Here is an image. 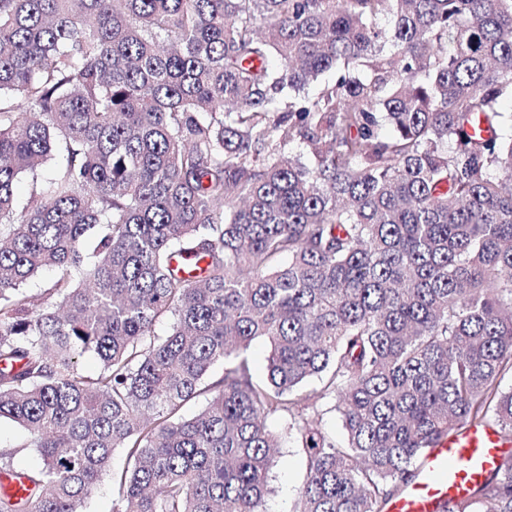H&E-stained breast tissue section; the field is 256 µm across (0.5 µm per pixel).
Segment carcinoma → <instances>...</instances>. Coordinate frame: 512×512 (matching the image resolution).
Listing matches in <instances>:
<instances>
[{
    "label": "carcinoma",
    "instance_id": "cac0c4a2",
    "mask_svg": "<svg viewBox=\"0 0 512 512\" xmlns=\"http://www.w3.org/2000/svg\"><path fill=\"white\" fill-rule=\"evenodd\" d=\"M506 99L512 0H0V474L32 486L0 512L106 476L112 512H267L271 417L298 512H386L460 425L512 439ZM446 512H512V462ZM321 414L322 420L319 428L330 438L340 441L343 435L342 422L338 411L333 408V403H323ZM268 427L279 437L281 448L271 470L272 493L267 498V512H294L297 490L306 474L305 457L289 434L287 418H272Z\"/></svg>",
    "mask_w": 512,
    "mask_h": 512
}]
</instances>
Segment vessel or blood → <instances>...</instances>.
Here are the masks:
<instances>
[{
  "mask_svg": "<svg viewBox=\"0 0 512 512\" xmlns=\"http://www.w3.org/2000/svg\"><path fill=\"white\" fill-rule=\"evenodd\" d=\"M510 460L512 439H504L491 426H460L427 449L415 479L389 503L387 512H445Z\"/></svg>",
  "mask_w": 512,
  "mask_h": 512,
  "instance_id": "vessel-or-blood-1",
  "label": "vessel or blood"
}]
</instances>
